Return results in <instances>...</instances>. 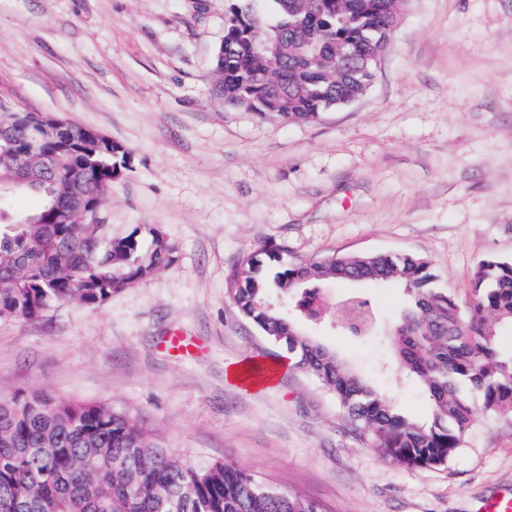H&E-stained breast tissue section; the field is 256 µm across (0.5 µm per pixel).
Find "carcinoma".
I'll return each mask as SVG.
<instances>
[{
	"label": "carcinoma",
	"instance_id": "1",
	"mask_svg": "<svg viewBox=\"0 0 512 512\" xmlns=\"http://www.w3.org/2000/svg\"><path fill=\"white\" fill-rule=\"evenodd\" d=\"M258 2L224 0L213 86L225 107L308 122L336 106L337 95L361 90L367 82L362 59L374 49L363 36L386 25V0H270L271 19ZM338 46L350 50V62L336 59ZM1 126L9 137L0 141V185L22 169L40 172L44 157L54 159L55 175L51 183L25 186L41 198L27 214L30 223L13 231L0 227V319L35 318L73 299L101 304L172 259L174 246L157 229L149 230L147 246L138 229L114 238L102 224L90 242L83 224L56 223L54 202L68 193L71 171L84 169L102 197L126 166L124 146L93 136L73 142L3 102ZM15 253L27 259L21 274L8 265ZM352 278L406 289L410 300L393 345L401 374L430 402L431 421L399 414L335 352L270 307L274 288L318 318L317 286ZM231 284L243 316L286 349L292 367L333 393L349 422L367 431L387 458L444 467L478 414L512 413V350L503 349L496 329L512 324V260H482L465 306L435 286L425 259L409 254L308 262L288 257L282 246H266L234 270ZM16 501L29 503L26 512H319L301 495L269 488L235 465L183 460L110 403L42 394L0 398V512H15Z\"/></svg>",
	"mask_w": 512,
	"mask_h": 512
}]
</instances>
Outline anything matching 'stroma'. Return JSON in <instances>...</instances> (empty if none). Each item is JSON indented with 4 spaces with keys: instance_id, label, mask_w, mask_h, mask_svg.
Listing matches in <instances>:
<instances>
[{
    "instance_id": "35a3bbf8",
    "label": "stroma",
    "mask_w": 512,
    "mask_h": 512,
    "mask_svg": "<svg viewBox=\"0 0 512 512\" xmlns=\"http://www.w3.org/2000/svg\"><path fill=\"white\" fill-rule=\"evenodd\" d=\"M223 36L224 0H0V101L127 148L97 220L116 237L153 226L175 246L101 304L0 320V397L110 402L173 454L236 465L322 512H477L512 491V416H478L441 468L384 458L228 288L266 245L313 261L407 253L464 305L481 260H512V0H408L366 94L308 123L225 109L212 77ZM322 294L370 298L374 334L330 315L318 339L400 414L429 421L387 340L404 289L330 281ZM175 329L197 357L162 350ZM272 360L271 381L229 376Z\"/></svg>"
}]
</instances>
